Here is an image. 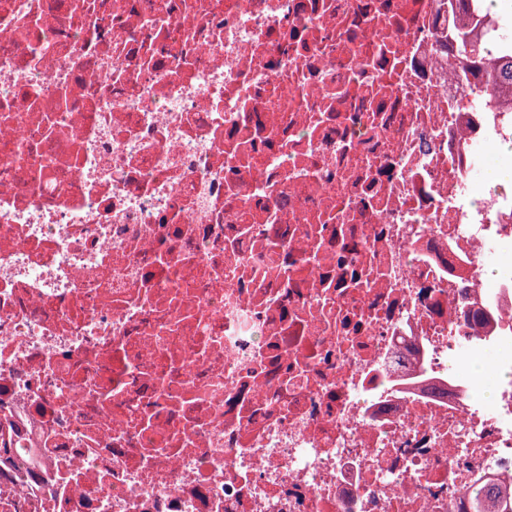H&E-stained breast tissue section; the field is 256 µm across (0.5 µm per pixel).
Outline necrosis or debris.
Wrapping results in <instances>:
<instances>
[{"instance_id": "4bbe7bcc", "label": "necrosis or debris", "mask_w": 512, "mask_h": 512, "mask_svg": "<svg viewBox=\"0 0 512 512\" xmlns=\"http://www.w3.org/2000/svg\"><path fill=\"white\" fill-rule=\"evenodd\" d=\"M463 0H0V512H466L512 488V99ZM501 378L480 403L465 367ZM504 91L512 92V52L498 58L483 92L488 96H499ZM503 491L491 480L472 488L470 493L471 512H512V498L502 495Z\"/></svg>"}]
</instances>
